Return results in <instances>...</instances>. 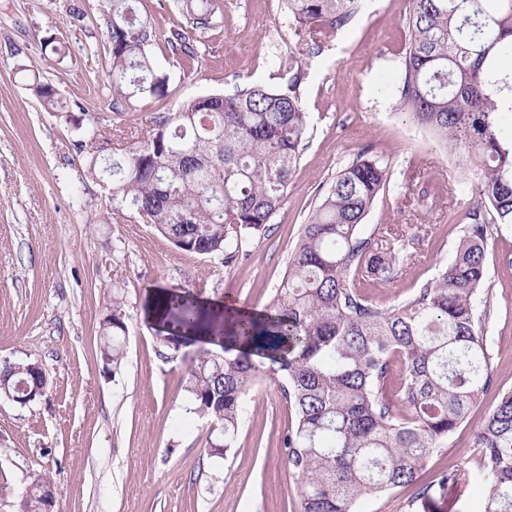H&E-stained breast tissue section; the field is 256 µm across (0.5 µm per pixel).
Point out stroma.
<instances>
[{"label":"stroma","instance_id":"obj_1","mask_svg":"<svg viewBox=\"0 0 512 512\" xmlns=\"http://www.w3.org/2000/svg\"><path fill=\"white\" fill-rule=\"evenodd\" d=\"M221 24L192 59L164 39L182 16L176 0H142L156 26L149 48L168 95L112 108L105 16L109 0H0V363L37 361L42 399L0 397V468L19 485L55 486L58 512H298V480L283 439L294 413L280 379L262 374L247 393L234 448L209 453L210 417L190 410L183 382L200 353L223 354L230 310L262 314L313 209L359 157L388 165L365 233L421 229L419 254L392 283L367 293L380 308L407 300L448 262L479 199V175L400 110L393 90L408 41L409 0H364L362 11L307 61L310 117L287 195L265 232L232 264L180 251L131 211L116 212L86 165V146L125 130L143 137L155 113L250 84L284 88L294 38L285 0H217ZM55 48H48V41ZM50 83L65 108L41 105L28 84ZM489 302L482 332L489 394L428 458L420 483L467 463L441 512H480L485 486L474 446L502 391L512 390V225L485 248ZM200 311L179 331L168 300ZM120 307L127 355L119 372L100 359L101 324ZM181 333L175 356L160 337Z\"/></svg>","mask_w":512,"mask_h":512}]
</instances>
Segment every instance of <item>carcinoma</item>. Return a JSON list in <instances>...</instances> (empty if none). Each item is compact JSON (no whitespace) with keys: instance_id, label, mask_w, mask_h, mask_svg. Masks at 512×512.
Returning a JSON list of instances; mask_svg holds the SVG:
<instances>
[{"instance_id":"obj_1","label":"carcinoma","mask_w":512,"mask_h":512,"mask_svg":"<svg viewBox=\"0 0 512 512\" xmlns=\"http://www.w3.org/2000/svg\"><path fill=\"white\" fill-rule=\"evenodd\" d=\"M297 37L288 90L249 85L194 98L174 112H159L145 138L112 135L119 159L89 175L110 180L112 209L135 212L176 248L222 256L229 264L242 244L264 231L287 194L308 131L300 85L306 60L335 37L363 0H286ZM140 0H112L107 50L112 109L168 96L148 48L155 29ZM184 25L166 39L172 54L197 56L195 35L219 26L214 0H179ZM409 38L401 56L398 107L409 112L466 163L478 167L481 201L467 215L453 259L394 309H382L366 289L401 277L409 239L379 246L362 221L384 190L387 166L360 159L336 175L303 225L286 272L263 318L241 317L224 337V355L196 359L184 385L193 410L221 425L215 454L235 447L244 397L260 376L252 355L269 360L293 408L284 439L298 478L299 512H358L359 502L398 487L418 486L430 455L456 429L491 384L490 354L475 313L485 279V245L498 224H512V140L501 136L499 116L512 112V0H410ZM29 90L50 110L61 102L38 79ZM169 313L183 327L195 309L177 300ZM101 358L112 372L125 358L126 325L120 311L103 323ZM239 349L236 356L229 355ZM402 363L395 411L385 397L392 364ZM8 390L38 385L40 364L0 366ZM487 481L482 512H512V391L500 395L475 437ZM455 466L419 486L418 512H438L448 486L469 481ZM20 500L21 512H44L38 494L0 475V495Z\"/></svg>"}]
</instances>
